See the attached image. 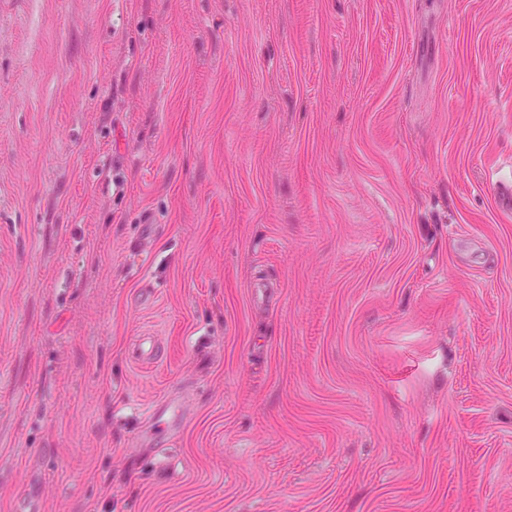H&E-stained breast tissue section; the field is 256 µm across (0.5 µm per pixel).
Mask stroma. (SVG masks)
Listing matches in <instances>:
<instances>
[{"instance_id":"1","label":"stroma","mask_w":512,"mask_h":512,"mask_svg":"<svg viewBox=\"0 0 512 512\" xmlns=\"http://www.w3.org/2000/svg\"><path fill=\"white\" fill-rule=\"evenodd\" d=\"M502 184L512 0H0V512H512Z\"/></svg>"}]
</instances>
